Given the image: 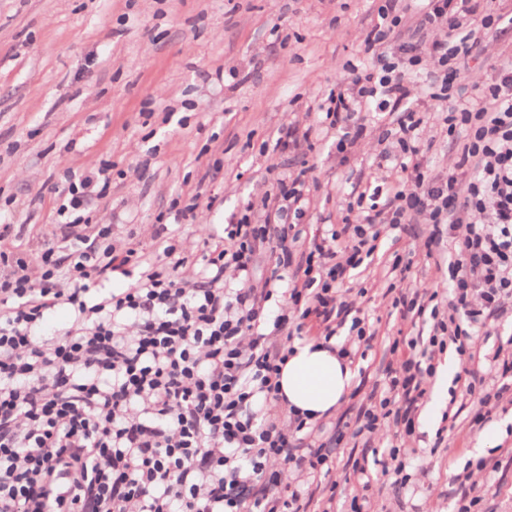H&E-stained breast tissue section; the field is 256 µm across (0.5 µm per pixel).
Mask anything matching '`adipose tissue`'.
I'll list each match as a JSON object with an SVG mask.
<instances>
[{"instance_id":"adipose-tissue-1","label":"adipose tissue","mask_w":512,"mask_h":512,"mask_svg":"<svg viewBox=\"0 0 512 512\" xmlns=\"http://www.w3.org/2000/svg\"><path fill=\"white\" fill-rule=\"evenodd\" d=\"M352 380L348 361L315 341L296 345L279 378L286 408L312 421L339 406Z\"/></svg>"}]
</instances>
